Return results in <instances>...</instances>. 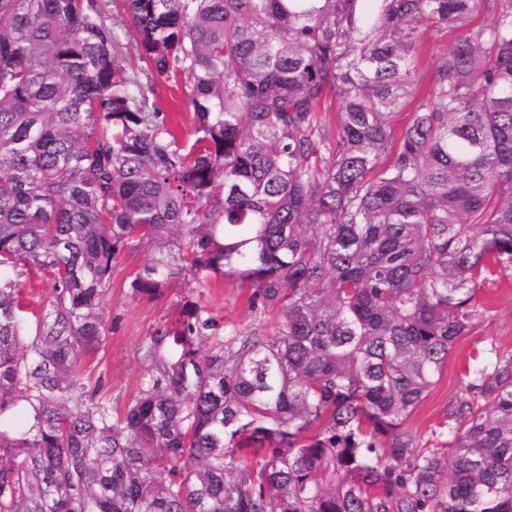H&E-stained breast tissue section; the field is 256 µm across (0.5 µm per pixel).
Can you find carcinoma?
Instances as JSON below:
<instances>
[{
	"mask_svg": "<svg viewBox=\"0 0 512 512\" xmlns=\"http://www.w3.org/2000/svg\"><path fill=\"white\" fill-rule=\"evenodd\" d=\"M116 1L191 134L116 57ZM477 14L418 89L421 29ZM143 250L132 294L180 289L179 320L114 414L82 362ZM511 270L512 0H0V512H512V354L465 371L448 440L406 427ZM213 276L278 331L218 325ZM156 93L157 106L162 112L174 114L179 118L187 117L189 120V104L180 90H171L169 84L161 80Z\"/></svg>",
	"mask_w": 512,
	"mask_h": 512,
	"instance_id": "carcinoma-1",
	"label": "carcinoma"
}]
</instances>
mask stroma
<instances>
[{"mask_svg":"<svg viewBox=\"0 0 512 512\" xmlns=\"http://www.w3.org/2000/svg\"><path fill=\"white\" fill-rule=\"evenodd\" d=\"M149 260L147 253L119 257L112 271V289L105 298L107 330L97 354L85 362L89 381L105 376L102 390L113 409L122 410L137 395L145 377L142 359L148 336L161 325L173 322L178 313L174 291L155 298L132 295L129 282L133 273ZM201 302L220 324L248 332L260 328L274 333L280 317L259 314L248 306L249 288L228 280L210 279L197 288ZM483 318L472 333L462 337L445 365L439 381L426 400L407 421L419 443L433 442L441 430L450 405L463 396L465 366L493 368L498 356L512 353V275L496 276L478 293Z\"/></svg>","mask_w":512,"mask_h":512,"instance_id":"obj_1","label":"stroma"}]
</instances>
